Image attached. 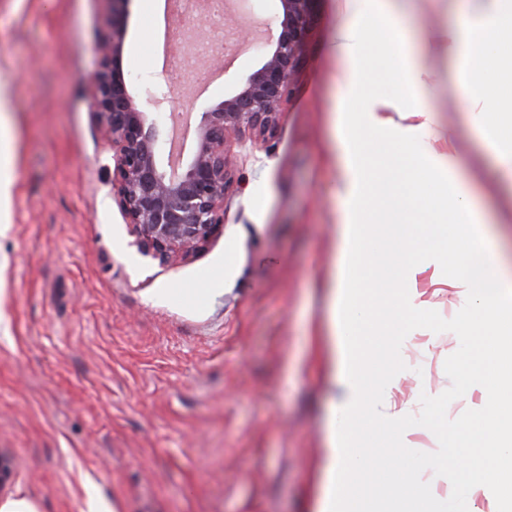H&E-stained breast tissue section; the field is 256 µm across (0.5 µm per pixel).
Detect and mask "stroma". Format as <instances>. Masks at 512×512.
<instances>
[{"instance_id":"stroma-1","label":"stroma","mask_w":512,"mask_h":512,"mask_svg":"<svg viewBox=\"0 0 512 512\" xmlns=\"http://www.w3.org/2000/svg\"><path fill=\"white\" fill-rule=\"evenodd\" d=\"M467 0H406L399 27L456 24ZM111 0H0V86L10 110L0 143L10 159L11 206L0 223V453L11 460L7 498L40 512H83L90 497L123 512H309L333 388L323 369L341 209L336 113L346 111L325 54L335 0H314L301 66L276 133L229 140L240 183L224 200V231L201 254L169 265L138 255L112 199V158L83 77L99 63ZM211 35L181 22L171 0H129L123 68L132 83L165 81L163 36ZM262 63V46L209 61L206 84L181 85L183 112L224 100ZM366 93L402 100L392 59L365 60ZM436 93L461 128L451 180L492 223L493 254L512 268V222L495 160L467 126L466 90L440 66ZM458 267L427 269L416 301L432 370L410 392L426 449L465 453L462 426L479 391L460 383L472 347L457 332L467 312ZM448 423L427 428V416Z\"/></svg>"}]
</instances>
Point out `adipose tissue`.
I'll list each match as a JSON object with an SVG mask.
<instances>
[{"label": "adipose tissue", "instance_id": "adipose-tissue-1", "mask_svg": "<svg viewBox=\"0 0 512 512\" xmlns=\"http://www.w3.org/2000/svg\"><path fill=\"white\" fill-rule=\"evenodd\" d=\"M345 21L329 44V54L340 65L337 73L350 112L337 113L335 148L342 163L338 193L342 208L337 224V267L326 284L329 294V347L325 371L337 389L326 419L325 449L317 465L312 512H377L372 501L353 502L349 492L356 474L368 467L370 457L359 443L363 424L380 425L395 431L396 460L410 453L412 424L407 407L393 400L402 370L396 353L386 360L367 333L368 323L386 331L406 335L425 316L415 303V276L419 269L452 264L464 269L458 283L469 304L459 321L462 335L478 337L484 347L472 359L474 380L483 392L482 403L472 408L468 430L477 439L498 435L495 447L475 459L458 460L472 484H480L489 458H512V419L501 404L512 397V275L504 274L491 259L490 236L485 216L475 209L465 189L452 196H439V222L402 224L393 242L405 255L389 283L390 306L376 314V288L365 278L364 252L371 232V218L383 198L397 207L416 210L422 205L423 181L438 185L448 182L456 133L437 119V109L428 98L431 72L425 61V38L441 43L449 60L480 58L485 62L466 109L474 128L484 134L504 174L512 176V123L487 129L491 105L512 110V50L496 46L492 32L512 35V0H480L462 21L443 25L428 35L394 30L399 9L397 0H336ZM392 52L398 59L401 81L410 102L409 123L396 121L393 104L363 93L365 72L362 60L367 48ZM430 130L440 149L431 150L423 168L408 162L417 151L420 130ZM387 134L400 145L387 162H379L371 137ZM458 248L447 253L449 238Z\"/></svg>", "mask_w": 512, "mask_h": 512}]
</instances>
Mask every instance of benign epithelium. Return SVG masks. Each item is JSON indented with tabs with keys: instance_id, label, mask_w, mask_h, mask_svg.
Segmentation results:
<instances>
[{
	"instance_id": "7a95c632",
	"label": "benign epithelium",
	"mask_w": 512,
	"mask_h": 512,
	"mask_svg": "<svg viewBox=\"0 0 512 512\" xmlns=\"http://www.w3.org/2000/svg\"><path fill=\"white\" fill-rule=\"evenodd\" d=\"M282 18L268 39L260 68L196 121V147L182 168L160 163L162 146L151 114L174 102V88L157 84L135 102L122 65L128 0H112L98 68L83 77L89 106L112 150V198L131 226L138 251L161 265L205 251L224 227V198L237 189L227 158L228 137L275 132L301 64L314 0H279Z\"/></svg>"
}]
</instances>
